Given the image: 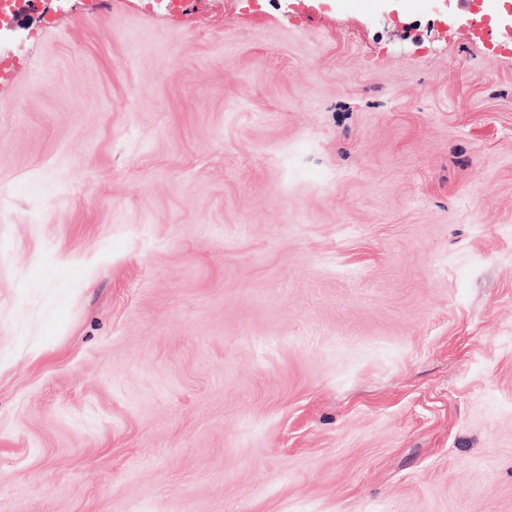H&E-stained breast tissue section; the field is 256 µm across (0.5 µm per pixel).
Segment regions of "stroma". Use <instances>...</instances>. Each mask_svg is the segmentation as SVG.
<instances>
[{
	"label": "stroma",
	"mask_w": 512,
	"mask_h": 512,
	"mask_svg": "<svg viewBox=\"0 0 512 512\" xmlns=\"http://www.w3.org/2000/svg\"><path fill=\"white\" fill-rule=\"evenodd\" d=\"M33 0L0 78V512H512V0Z\"/></svg>",
	"instance_id": "1"
}]
</instances>
